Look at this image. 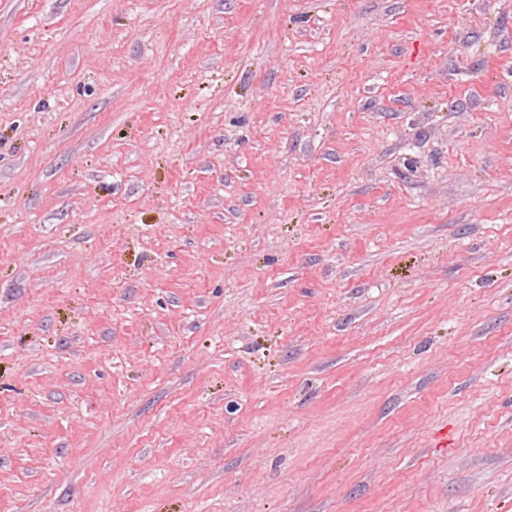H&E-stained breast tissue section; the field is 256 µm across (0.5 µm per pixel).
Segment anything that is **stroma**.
I'll return each instance as SVG.
<instances>
[{"instance_id":"1","label":"stroma","mask_w":512,"mask_h":512,"mask_svg":"<svg viewBox=\"0 0 512 512\" xmlns=\"http://www.w3.org/2000/svg\"><path fill=\"white\" fill-rule=\"evenodd\" d=\"M0 512H512V0H0Z\"/></svg>"}]
</instances>
